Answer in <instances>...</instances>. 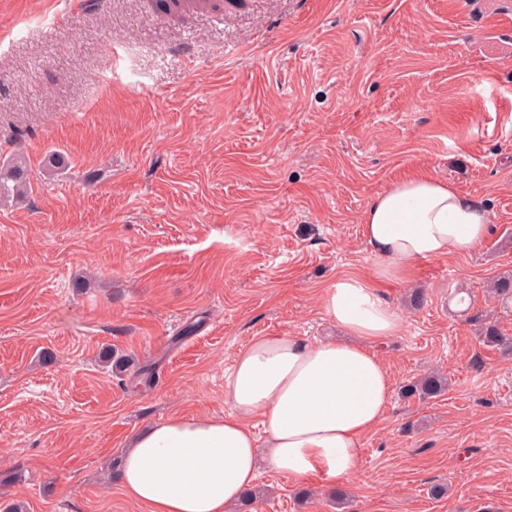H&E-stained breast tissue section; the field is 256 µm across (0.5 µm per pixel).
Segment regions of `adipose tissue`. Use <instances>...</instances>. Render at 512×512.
<instances>
[{
    "instance_id": "1",
    "label": "adipose tissue",
    "mask_w": 512,
    "mask_h": 512,
    "mask_svg": "<svg viewBox=\"0 0 512 512\" xmlns=\"http://www.w3.org/2000/svg\"><path fill=\"white\" fill-rule=\"evenodd\" d=\"M489 230L479 201L429 174L372 197L362 234L379 263L371 276L338 278L322 300L327 316L368 346L254 337L226 378L228 413L175 415L135 437L122 462L124 495L150 512H224L255 485L263 462L297 482L349 483L361 439L391 396L375 345L402 325L378 282L404 280L423 260L473 253Z\"/></svg>"
}]
</instances>
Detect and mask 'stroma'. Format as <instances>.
<instances>
[{"instance_id": "obj_1", "label": "stroma", "mask_w": 512, "mask_h": 512, "mask_svg": "<svg viewBox=\"0 0 512 512\" xmlns=\"http://www.w3.org/2000/svg\"><path fill=\"white\" fill-rule=\"evenodd\" d=\"M500 10L512 0H0V162L25 157L29 180L0 199V510L145 512L119 485L132 436L228 412L254 337H341L321 299L377 263L368 201L429 173L491 232L382 284L403 317L378 348L392 396L346 512H512V353L480 337L490 318L512 338L489 290L512 276ZM53 150L68 163L50 174ZM106 346L132 358L123 375ZM431 371L441 396L402 397ZM256 487L255 512H337L319 476L264 467Z\"/></svg>"}]
</instances>
